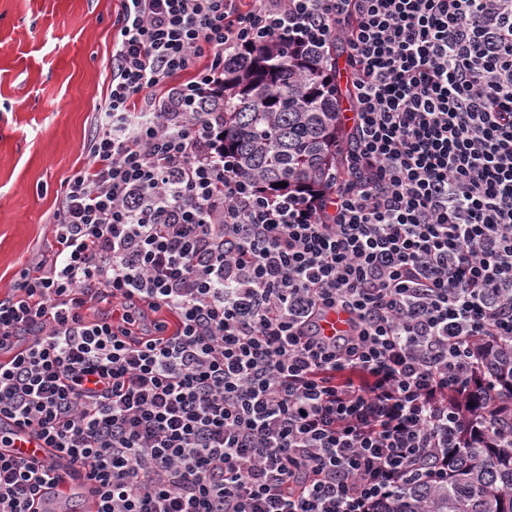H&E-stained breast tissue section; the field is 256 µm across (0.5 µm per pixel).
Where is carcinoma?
Returning a JSON list of instances; mask_svg holds the SVG:
<instances>
[{
  "mask_svg": "<svg viewBox=\"0 0 512 512\" xmlns=\"http://www.w3.org/2000/svg\"><path fill=\"white\" fill-rule=\"evenodd\" d=\"M336 45L264 39L224 59L210 112L224 113L222 149L267 194L317 193L345 165L351 145L339 116ZM284 182V187L274 184ZM502 399L481 411L484 428L512 431V349L490 356ZM385 512H512V448L466 428L448 449V476L394 496Z\"/></svg>",
  "mask_w": 512,
  "mask_h": 512,
  "instance_id": "cac0c4a2",
  "label": "carcinoma"
}]
</instances>
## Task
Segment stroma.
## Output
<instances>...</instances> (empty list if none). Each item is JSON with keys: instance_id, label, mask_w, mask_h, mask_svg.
Here are the masks:
<instances>
[{"instance_id": "1", "label": "stroma", "mask_w": 512, "mask_h": 512, "mask_svg": "<svg viewBox=\"0 0 512 512\" xmlns=\"http://www.w3.org/2000/svg\"><path fill=\"white\" fill-rule=\"evenodd\" d=\"M119 0H0V299L53 241L107 93Z\"/></svg>"}]
</instances>
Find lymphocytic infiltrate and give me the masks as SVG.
Returning a JSON list of instances; mask_svg holds the SVG:
<instances>
[{
  "instance_id": "lymphocytic-infiltrate-1",
  "label": "lymphocytic infiltrate",
  "mask_w": 512,
  "mask_h": 512,
  "mask_svg": "<svg viewBox=\"0 0 512 512\" xmlns=\"http://www.w3.org/2000/svg\"><path fill=\"white\" fill-rule=\"evenodd\" d=\"M116 27L53 259L0 300V417L98 512H380L442 480L479 419L455 396L496 395L475 340L512 346V0H120ZM267 37L346 46L325 193L263 194L218 144L207 94ZM50 480L0 455V512Z\"/></svg>"
}]
</instances>
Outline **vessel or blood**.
I'll list each match as a JSON object with an SVG mask.
<instances>
[{
	"mask_svg": "<svg viewBox=\"0 0 512 512\" xmlns=\"http://www.w3.org/2000/svg\"><path fill=\"white\" fill-rule=\"evenodd\" d=\"M0 453L17 455L36 467L51 469L56 479L46 487V496L73 502L77 512H96L97 499L91 484L37 433L9 419L0 420Z\"/></svg>",
	"mask_w": 512,
	"mask_h": 512,
	"instance_id": "obj_1",
	"label": "vessel or blood"
}]
</instances>
